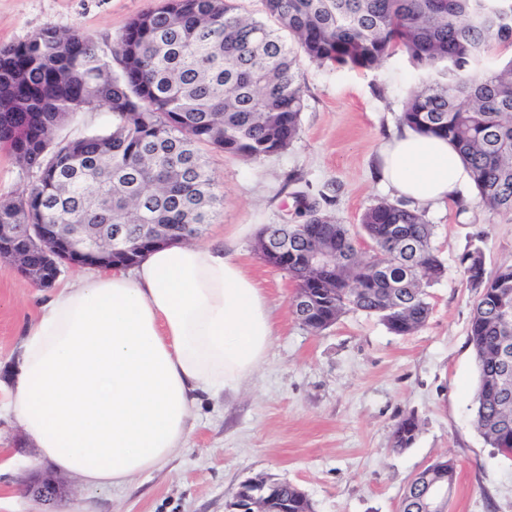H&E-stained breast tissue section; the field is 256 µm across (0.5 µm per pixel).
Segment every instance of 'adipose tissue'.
I'll return each mask as SVG.
<instances>
[{
    "label": "adipose tissue",
    "instance_id": "1",
    "mask_svg": "<svg viewBox=\"0 0 512 512\" xmlns=\"http://www.w3.org/2000/svg\"><path fill=\"white\" fill-rule=\"evenodd\" d=\"M382 178L446 207L470 181L448 141L411 130L381 149ZM276 334L258 282L222 244L170 243L131 268L77 272L26 333L0 401L56 474L122 486L180 448L201 395L235 389Z\"/></svg>",
    "mask_w": 512,
    "mask_h": 512
}]
</instances>
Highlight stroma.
<instances>
[{"label":"stroma","mask_w":512,"mask_h":512,"mask_svg":"<svg viewBox=\"0 0 512 512\" xmlns=\"http://www.w3.org/2000/svg\"><path fill=\"white\" fill-rule=\"evenodd\" d=\"M159 0H0V46L43 28L77 30L111 49L131 18ZM420 72L402 51L372 70L301 60L304 110L287 151L259 162L208 148L224 201L203 242L237 225L238 257L264 288L277 337L259 370L237 391L206 398L192 412L181 448L122 487L62 479L60 499L42 504L25 481L50 472L31 437L0 416V512H227L243 481L273 478L301 488L315 512H398L415 473L436 459L456 465L448 512H512V459L476 430L478 369L468 345L475 290L461 258L480 246L486 272L512 262V214L478 206L473 186L458 202L429 209L445 275L429 287L431 311L415 333L397 336L378 319L349 312L312 334L297 322L294 285L267 266L255 244L269 224H299L303 205L327 195L330 214L358 228L363 211L391 191L377 178L378 151L399 128L402 102ZM0 260V385H10L20 348L51 296ZM414 414L419 431L391 446L395 423Z\"/></svg>","instance_id":"stroma-1"}]
</instances>
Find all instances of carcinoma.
Instances as JSON below:
<instances>
[{
	"mask_svg": "<svg viewBox=\"0 0 512 512\" xmlns=\"http://www.w3.org/2000/svg\"><path fill=\"white\" fill-rule=\"evenodd\" d=\"M270 26L245 16L233 0H163L135 16L106 53L77 30L46 27L0 47V146L36 174L16 198L0 199V224H50L83 239L86 224H106L142 257V225L210 223L220 195L202 147L261 161L299 136L303 91L300 58L337 68H377L402 50L422 74L407 94L400 123L444 138L470 170L478 204L512 210V56L491 50L512 44V0H262ZM120 68L114 69L112 61ZM103 110L106 133L54 140L72 117ZM304 225L342 253L357 237L378 252L344 264L322 265L288 256V276L312 299L296 320L319 333L347 311L378 317L395 335L426 321L427 288L443 274L432 244L433 225L402 200L367 208L354 231L315 203ZM414 239L409 257L394 256L391 288L374 267L389 261V228ZM17 252L31 271L48 255L21 241ZM476 295L468 344L479 370L474 424L497 453L512 455V265L485 274L476 246L463 258ZM418 419L402 417L392 448L411 446ZM453 487L455 464L440 460L419 472L400 512H422L426 483ZM284 512H313L295 486L279 492Z\"/></svg>",
	"mask_w": 512,
	"mask_h": 512,
	"instance_id": "cac0c4a2",
	"label": "carcinoma"
}]
</instances>
